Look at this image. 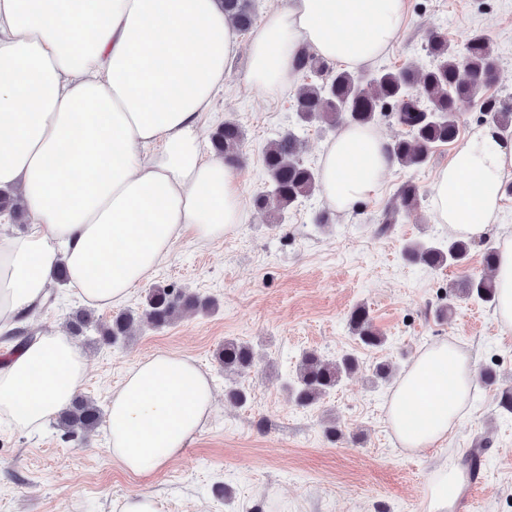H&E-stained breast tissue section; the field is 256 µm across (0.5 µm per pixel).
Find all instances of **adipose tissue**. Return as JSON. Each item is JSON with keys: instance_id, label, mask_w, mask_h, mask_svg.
Here are the masks:
<instances>
[{"instance_id": "1", "label": "adipose tissue", "mask_w": 512, "mask_h": 512, "mask_svg": "<svg viewBox=\"0 0 512 512\" xmlns=\"http://www.w3.org/2000/svg\"><path fill=\"white\" fill-rule=\"evenodd\" d=\"M405 22L406 0H288L267 11L243 48L221 0H0V191L18 192L30 218L26 232L0 236V329L43 304L59 265L84 302L117 306L183 234L206 242L243 222L231 169L201 150L203 118L238 51L248 58L247 83L273 98L296 88L298 44L358 68L384 55ZM390 166L376 128H341L320 157L326 204L346 213L376 196ZM511 181L512 144L487 124L436 172V220L458 237L487 236ZM497 248L495 315L512 330V235ZM86 375L69 337H34L0 361V415L38 429ZM470 381L454 347L418 355L388 403L400 444L421 451L446 439ZM212 404L210 379L191 357L138 361L105 411L113 460L136 475L161 469ZM464 481L459 468L432 473L426 512H454Z\"/></svg>"}]
</instances>
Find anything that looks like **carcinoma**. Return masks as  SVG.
I'll use <instances>...</instances> for the list:
<instances>
[{"mask_svg":"<svg viewBox=\"0 0 512 512\" xmlns=\"http://www.w3.org/2000/svg\"><path fill=\"white\" fill-rule=\"evenodd\" d=\"M223 2L224 13L235 27L241 32L249 31L255 21L252 0ZM425 51L432 64L424 70L405 66L356 73L347 69L331 70L327 63L306 48L298 49L294 70L299 77L307 79L295 101L299 122L304 126L317 125L330 130L345 124L370 125L375 121L377 111L384 104L392 103L397 106L392 119L405 130L404 136L390 144L393 163L401 167L426 165L438 147L459 138L457 103L472 98L477 89L494 81L498 58L488 36L480 32L472 34L463 47L457 49L449 43L447 36L432 31ZM489 111L499 132L511 134L512 111L499 109L493 104ZM244 142L243 128L230 120L217 126L210 136L213 152L232 164L238 160ZM302 150V140L292 132L278 136L265 146L262 161L267 181L265 189L253 197L255 208L265 210L273 203L280 218L312 196L319 183V173L318 169L301 159ZM418 199V186L411 181L402 183L392 204L385 209L379 233L390 231L401 214L417 206ZM6 210L15 219L21 217L24 213L21 197L0 192V211ZM469 251L470 242L459 238L436 243L413 241L404 249L409 260L430 270L459 266L466 262ZM497 259V250L487 248L484 265L489 273L467 277L453 286L448 297L496 305L497 286L493 271ZM207 307L208 301L185 288L157 286L148 292L139 312L122 311L109 323L99 324L90 310L80 308L68 316L65 329L71 336H82L93 329L99 335V341L116 345L126 340L133 328L142 322L155 329H165L185 312ZM348 327L365 347L375 348L385 341L363 306H357L350 312ZM216 359L227 375L248 370L255 363L252 347L235 339L224 341ZM358 368V360L351 354L327 359L314 351L303 353L291 383L295 402L302 407L320 402ZM103 415L102 408L94 400L78 395L68 409L56 415L57 426L64 430L67 438L79 433L87 439L97 433Z\"/></svg>","mask_w":512,"mask_h":512,"instance_id":"1","label":"carcinoma"}]
</instances>
